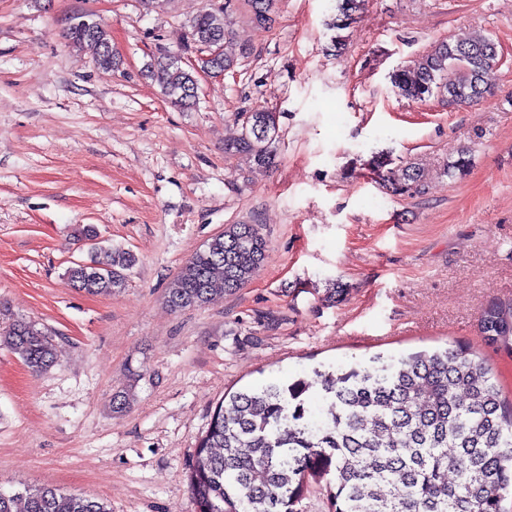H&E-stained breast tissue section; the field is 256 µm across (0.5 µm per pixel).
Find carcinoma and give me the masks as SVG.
Returning <instances> with one entry per match:
<instances>
[{
  "label": "carcinoma",
  "mask_w": 512,
  "mask_h": 512,
  "mask_svg": "<svg viewBox=\"0 0 512 512\" xmlns=\"http://www.w3.org/2000/svg\"><path fill=\"white\" fill-rule=\"evenodd\" d=\"M277 0H224L216 10L192 16L176 51L164 50L147 66L175 107L197 104L198 78L176 56L205 54L218 44L213 63L230 72L248 55L233 41L240 15L257 28L273 21ZM82 26L63 33L75 47L94 50L96 63L116 69L107 29L83 14ZM498 48L477 33L442 40L391 75L399 96L424 102L434 95L464 106L483 100L490 88L484 75ZM268 111L249 113L240 134L224 142V154L250 167L267 168L278 158L279 126L264 125ZM424 172L414 163L390 169L386 187L396 195L418 183ZM267 242L257 224H227L182 265L168 303L174 310L212 304L246 286L263 266ZM137 259L129 251L102 249L88 263L67 270L75 288L110 294L124 285ZM484 344L512 353V300H492L480 310ZM33 371L54 360L51 335L33 321L14 319L0 329ZM387 375L374 380L356 366L320 373L326 421L312 426L301 396L306 387L270 382L239 391L216 405L188 476L198 512H294L297 489L315 465L334 467L325 507L332 512H505L512 494V401L482 359L462 344L420 351L398 363L377 355ZM25 512H108L82 495L63 496L52 486L25 489Z\"/></svg>",
  "instance_id": "1"
}]
</instances>
